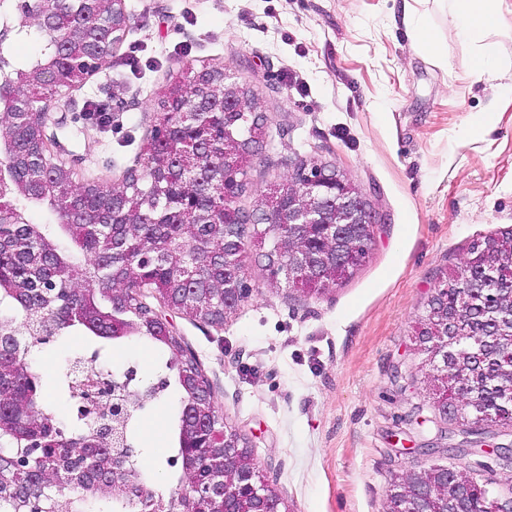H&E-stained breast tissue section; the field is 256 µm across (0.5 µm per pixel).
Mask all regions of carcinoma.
<instances>
[{"label": "carcinoma", "instance_id": "1", "mask_svg": "<svg viewBox=\"0 0 512 512\" xmlns=\"http://www.w3.org/2000/svg\"><path fill=\"white\" fill-rule=\"evenodd\" d=\"M0 22L11 35L30 34L17 3L0 5ZM72 0H60L52 30L37 31L36 56L4 66L14 84L25 87L27 98L45 95L41 85L26 83L30 72L54 61L58 79L71 83L83 76L78 62L92 49L103 48L102 23L82 22L84 37L68 43L60 36L76 24ZM11 141L4 155L13 157L0 184V209L17 211L20 224H0V512H211L214 508L209 470L194 442H203L224 423L203 397L210 385L195 358L179 360L178 337L146 304L137 290L150 288L163 303L189 307L192 316L210 323L224 318L215 291L233 270L224 267V226L237 229L260 248L270 241L264 229L252 227L254 213L224 208V191L239 196L250 156L237 170L224 172V156H205L202 165L218 178L199 181L183 168L167 164L152 176L160 156L178 149L192 159L198 149L194 127L204 123L215 132V142L227 134L254 150L263 146L266 126L248 112H188L166 114L143 151L142 174L126 179L115 190L75 184L71 170L54 161L41 133L0 115ZM181 199L224 214V223L208 224L173 205ZM259 206L273 215L288 209V200L272 189L261 195ZM44 209L48 221L34 224L29 210ZM492 250L512 254V230L486 239ZM512 286V263L503 260L493 273L475 265L471 284L441 292L448 317L462 305L472 314L469 335L459 343L465 360H474L472 384L484 409L498 421H512V307L499 302ZM73 332L104 344L140 339L163 354L171 377L159 380L158 392L175 385L177 458L183 477L193 490H179L165 500L112 489L111 447L79 423L66 425L58 409L43 395L42 379L31 365L42 345L63 342ZM65 400L78 409L73 376L60 380ZM489 492L474 486L461 504L463 512H491Z\"/></svg>", "mask_w": 512, "mask_h": 512}]
</instances>
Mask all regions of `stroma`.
I'll list each match as a JSON object with an SVG mask.
<instances>
[{"label": "stroma", "instance_id": "obj_1", "mask_svg": "<svg viewBox=\"0 0 512 512\" xmlns=\"http://www.w3.org/2000/svg\"><path fill=\"white\" fill-rule=\"evenodd\" d=\"M130 21L111 57L63 92L52 150L77 184L120 185L142 148L173 71L224 68L255 91L267 135L237 207L299 164L328 162L364 189L384 225L353 275L320 295L275 283L259 249L249 298L223 325L172 322L209 380L216 413L238 430L289 512H386L395 476L448 466L512 497V468L495 449L512 426L478 428L443 414L414 328L442 272L476 242L512 229V0L494 29L462 41L444 0H125ZM423 15L441 42L428 54L411 33ZM495 59L490 80L473 67ZM81 359L114 373L151 375L162 354L72 337L35 369L65 417L56 378ZM170 400L147 403L134 423L136 462L152 491L170 497L181 468Z\"/></svg>", "mask_w": 512, "mask_h": 512}]
</instances>
